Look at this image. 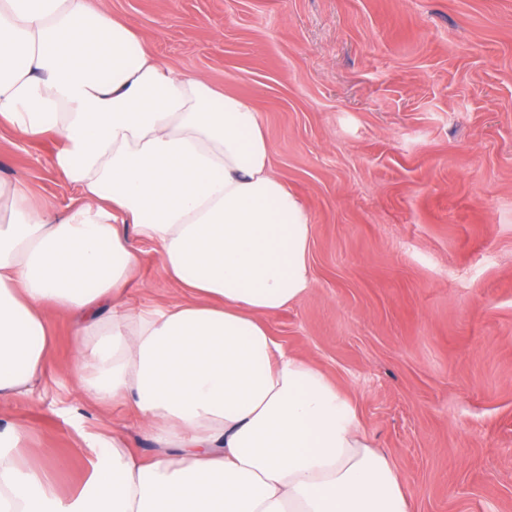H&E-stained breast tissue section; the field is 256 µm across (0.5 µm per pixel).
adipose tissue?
I'll return each mask as SVG.
<instances>
[{
  "label": "adipose tissue",
  "instance_id": "obj_1",
  "mask_svg": "<svg viewBox=\"0 0 512 512\" xmlns=\"http://www.w3.org/2000/svg\"><path fill=\"white\" fill-rule=\"evenodd\" d=\"M0 123L56 135L77 191L59 212L0 179V405L44 382L65 313L77 388L156 444L91 448L65 501L7 426L0 512H409L349 399L267 327L310 287L312 226L251 100L172 70L97 0H0ZM141 241L186 300L130 302Z\"/></svg>",
  "mask_w": 512,
  "mask_h": 512
}]
</instances>
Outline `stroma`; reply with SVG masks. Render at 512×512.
I'll return each mask as SVG.
<instances>
[{
	"label": "stroma",
	"mask_w": 512,
	"mask_h": 512,
	"mask_svg": "<svg viewBox=\"0 0 512 512\" xmlns=\"http://www.w3.org/2000/svg\"><path fill=\"white\" fill-rule=\"evenodd\" d=\"M99 6L172 69L253 102L313 226L310 289L270 332L352 401L410 512H512V0ZM58 147L1 128L0 177L65 210ZM139 248L132 303L180 302ZM74 351L58 316L46 383L0 407L65 500L91 476L90 441L154 447L131 408L76 389Z\"/></svg>",
	"instance_id": "35a3bbf8"
}]
</instances>
